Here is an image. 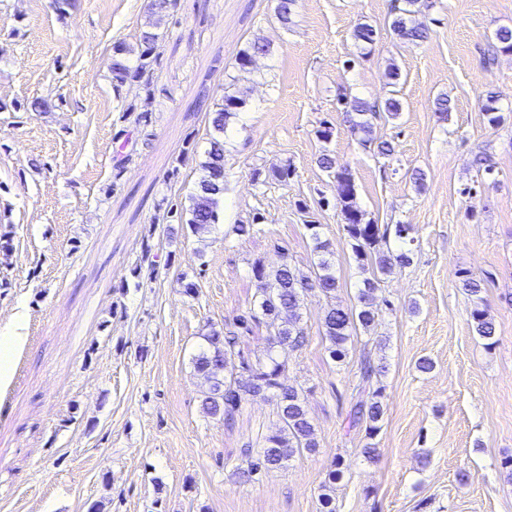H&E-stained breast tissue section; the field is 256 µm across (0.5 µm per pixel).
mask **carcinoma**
I'll use <instances>...</instances> for the list:
<instances>
[{"mask_svg":"<svg viewBox=\"0 0 512 512\" xmlns=\"http://www.w3.org/2000/svg\"><path fill=\"white\" fill-rule=\"evenodd\" d=\"M402 2L401 6H392L391 30L399 40L418 46L430 38L433 22L430 19L416 18L417 10L413 6L418 0ZM166 10V0H158L155 11L157 20L150 23V28L140 35L143 50L135 67L131 68L125 62L124 55L130 53V50L123 45L115 47L112 73L118 82L122 83L130 78L139 83L145 92L151 91V53L160 38L157 32L162 21L160 15ZM352 37L357 44L367 47L375 43L377 31L370 24L360 23L354 28ZM492 47V53L483 60V67L486 69L494 65L497 53L512 54V28H497L493 33ZM269 52L268 43L255 39L237 57L235 67L242 74H250L254 70L256 58L266 56ZM337 102L346 111L361 117L355 126L364 132L363 142L376 145L377 153L383 156H390L395 152L393 141L377 142L371 132L373 119L377 116L383 114L390 119L398 117L402 111V103L397 95L388 98L381 108L352 98L345 92L338 94ZM246 104L244 93H224L222 103L211 112L212 135L209 148L202 165V174L189 196V205H179L168 210L173 220L186 225L194 234L208 232L220 223V204L224 199V132L229 121ZM482 110L488 126L496 128L504 121L494 97L486 99ZM317 163L324 171L334 174L338 188L336 204L340 205L344 218L343 230L359 268L365 274L362 287L358 291L359 308L353 311L336 302L338 282L328 258L329 243L321 239L317 226L309 224L307 229L317 256L310 273L297 270L289 262L285 252L280 253L279 260L273 263L261 258L255 259L251 263V274L256 288L250 308L236 316L232 322L224 324L222 330L205 326L201 333L204 344L192 357L195 375L207 385L201 400L203 413L211 418L224 420L225 426H232L239 413L242 397L238 395V390L244 383L241 376L244 370L251 373L253 387L266 391L267 398L274 402L277 424L263 437L260 450H245L238 464V469L249 479L282 468L293 457L304 452H315L319 448L315 427L306 407L304 390L285 381L288 360L280 358L279 355L281 349L298 351L307 342L305 330L301 326V309L305 297L317 291L329 299L323 320L322 339L331 360L343 363L349 354L351 338L357 330L367 332L375 324L378 317L377 291L382 277L391 274L395 267L404 266L410 261L413 239L409 238L408 227L396 226L395 236L399 245L395 249L388 247L387 231L367 219L365 210L356 202V184L351 171L346 167L336 168V160L329 153L321 154ZM295 175L296 167L288 161L267 169L255 168L251 173L253 181L258 184L274 181L285 186ZM462 284L474 297L469 311L472 330L484 340H493L496 336V325L481 303L483 280L469 274L462 280ZM260 327L266 328L268 332L269 347L264 358L253 362L244 357L239 341L242 334ZM381 373L382 365L376 363L371 352H362L358 382L347 413L348 428L364 429L369 442L364 445L362 452L370 459L378 454L371 439L381 430L385 416L381 388L377 387ZM342 477L340 463L337 462L323 485L320 512H336L333 487Z\"/></svg>","mask_w":512,"mask_h":512,"instance_id":"carcinoma-1","label":"carcinoma"}]
</instances>
